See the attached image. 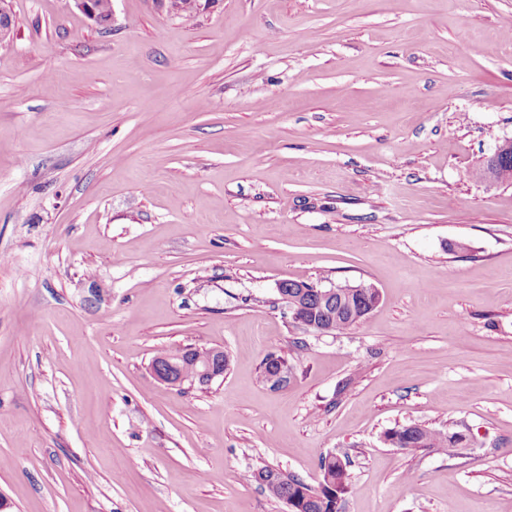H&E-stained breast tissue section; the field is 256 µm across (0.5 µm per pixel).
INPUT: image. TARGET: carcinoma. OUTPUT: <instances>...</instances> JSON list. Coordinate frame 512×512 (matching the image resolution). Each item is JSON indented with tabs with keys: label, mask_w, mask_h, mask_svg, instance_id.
<instances>
[{
	"label": "carcinoma",
	"mask_w": 512,
	"mask_h": 512,
	"mask_svg": "<svg viewBox=\"0 0 512 512\" xmlns=\"http://www.w3.org/2000/svg\"><path fill=\"white\" fill-rule=\"evenodd\" d=\"M303 286V290L288 289V295H299L301 301L305 302V309L299 311L298 316L332 331L343 330L362 321L379 303V298L369 287L353 290L341 285L337 288L336 300L330 304L319 302L309 283L305 282ZM392 433L412 448H438L452 453L460 447L454 431L444 435L427 427L400 426L386 431L384 436ZM320 469L322 482L325 483L320 489H312L296 476L284 473L273 481L261 484V487L284 501L297 498L300 512H336V501L343 500L349 487L348 462L335 455H328L321 458Z\"/></svg>",
	"instance_id": "obj_1"
}]
</instances>
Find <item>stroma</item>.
I'll list each match as a JSON object with an SVG mask.
<instances>
[{"instance_id": "35a3bbf8", "label": "stroma", "mask_w": 512, "mask_h": 512, "mask_svg": "<svg viewBox=\"0 0 512 512\" xmlns=\"http://www.w3.org/2000/svg\"><path fill=\"white\" fill-rule=\"evenodd\" d=\"M0 493L12 512H512V0H0ZM369 285L348 329L279 282ZM221 348L177 390L163 351ZM293 359L288 385L262 377ZM351 385L345 393L337 387ZM455 428L449 455L384 443ZM348 464L349 462L336 455L322 457L320 469L325 486L321 489H312L296 476L284 474L281 471L280 476L274 481L261 483L260 479H263L264 473L273 469L268 466L256 469L252 477L261 487L267 489L278 499L285 501L293 497L297 498L300 511L294 510L295 506L292 501H285L290 512H341L336 511V501L340 500L339 509H341L343 497L349 487Z\"/></svg>"}]
</instances>
